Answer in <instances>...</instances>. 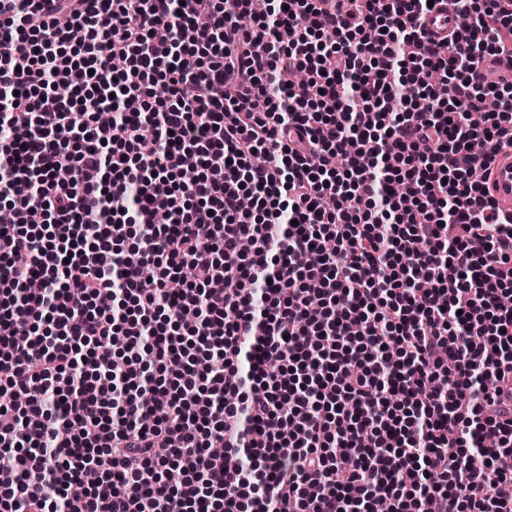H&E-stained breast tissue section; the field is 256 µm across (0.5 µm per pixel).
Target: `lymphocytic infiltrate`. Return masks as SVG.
Masks as SVG:
<instances>
[{
    "mask_svg": "<svg viewBox=\"0 0 512 512\" xmlns=\"http://www.w3.org/2000/svg\"><path fill=\"white\" fill-rule=\"evenodd\" d=\"M450 2L0 0V512H512V0ZM439 1L433 11L426 16L422 28L426 36H431L436 40L448 35V30L456 25L452 14L448 12V1ZM489 197L501 210L512 215V145L504 143L498 147L484 181Z\"/></svg>",
    "mask_w": 512,
    "mask_h": 512,
    "instance_id": "lymphocytic-infiltrate-1",
    "label": "lymphocytic infiltrate"
}]
</instances>
